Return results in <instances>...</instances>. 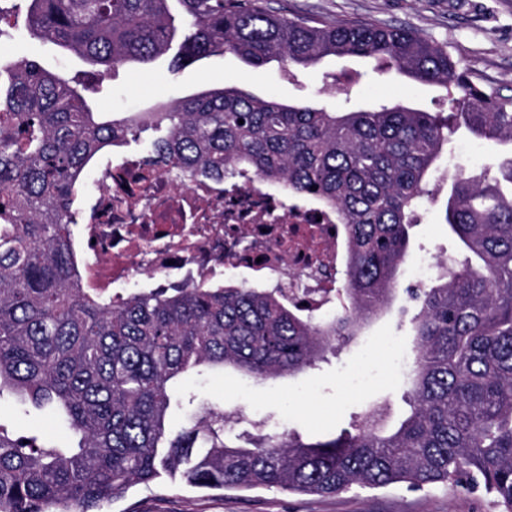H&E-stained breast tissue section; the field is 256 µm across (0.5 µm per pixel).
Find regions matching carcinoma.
I'll return each mask as SVG.
<instances>
[{
  "label": "carcinoma",
  "mask_w": 512,
  "mask_h": 512,
  "mask_svg": "<svg viewBox=\"0 0 512 512\" xmlns=\"http://www.w3.org/2000/svg\"><path fill=\"white\" fill-rule=\"evenodd\" d=\"M27 33L107 75L178 51L174 67L232 53L290 76L329 56L393 67L447 90L451 123L403 103L349 112L256 97L237 86L160 112L99 123L79 87L35 60L0 77V399L64 419L77 437L47 448L0 423V512H92L141 485L324 495L443 484L481 489L512 512V94L484 89L447 48L368 21L283 14L271 0H27ZM506 147L495 165L447 174L448 130ZM158 135L148 155L192 176L241 172L313 196L348 235L333 315L254 285L134 288L120 306L80 286L71 210L105 147ZM466 254L417 304L410 413L395 429L369 407L355 432L304 443L276 430L236 434L201 406L171 434L174 380L199 367L256 379L294 376L360 334L398 292L397 274L430 185Z\"/></svg>",
  "instance_id": "obj_1"
}]
</instances>
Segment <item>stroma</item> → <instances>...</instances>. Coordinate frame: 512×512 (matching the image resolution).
Instances as JSON below:
<instances>
[{"label":"stroma","instance_id":"stroma-1","mask_svg":"<svg viewBox=\"0 0 512 512\" xmlns=\"http://www.w3.org/2000/svg\"><path fill=\"white\" fill-rule=\"evenodd\" d=\"M11 34L0 39V58L38 61L48 71L82 76L87 64L63 54L53 45L30 37L26 31V4L13 0ZM286 13H306L328 19H359L412 29L443 43L461 69L486 87L512 91V0H275ZM349 75L351 97L329 95L323 90V73ZM236 85L251 94L280 102L304 99L318 107L338 110L401 101L413 108L447 114L446 91L408 81L396 70L378 71L375 63L360 60H327L319 71L289 80L277 64L255 76L234 55L211 56L179 71H171L168 57L151 69L129 63L115 70L88 94L101 120L121 119L155 110L172 99L199 93L210 84ZM438 210H430L414 228L410 254L425 250H454ZM402 301H395L381 318L368 323L355 341L342 343L336 354L293 377L258 382L231 370L189 374L182 387L194 393L197 404L229 415L243 412L272 418L279 431L302 439H328L349 428L366 406L385 404L391 421L409 411L402 378L378 367L372 384L345 392L343 376L364 361L368 337L395 335L404 349H411L408 315ZM0 422L11 430L34 433L47 447L70 445L67 425L31 406L9 398L0 401ZM105 512H498L483 492H465L432 484L413 491L402 484L370 490L316 496L291 494L276 488L251 492L209 491L185 484L163 482L130 490L113 501Z\"/></svg>","mask_w":512,"mask_h":512}]
</instances>
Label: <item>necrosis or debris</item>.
Instances as JSON below:
<instances>
[{
    "instance_id": "4bbe7bcc",
    "label": "necrosis or debris",
    "mask_w": 512,
    "mask_h": 512,
    "mask_svg": "<svg viewBox=\"0 0 512 512\" xmlns=\"http://www.w3.org/2000/svg\"><path fill=\"white\" fill-rule=\"evenodd\" d=\"M76 222L83 285L116 303L142 276L167 288L246 275L320 304L345 255L335 212L316 198L288 203L258 176H190L142 154L101 172Z\"/></svg>"
}]
</instances>
